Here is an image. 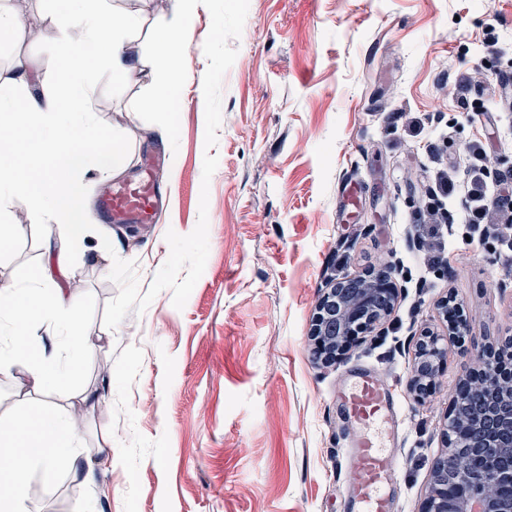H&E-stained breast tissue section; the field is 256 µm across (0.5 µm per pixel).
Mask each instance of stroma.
Wrapping results in <instances>:
<instances>
[{"label":"stroma","instance_id":"1","mask_svg":"<svg viewBox=\"0 0 512 512\" xmlns=\"http://www.w3.org/2000/svg\"><path fill=\"white\" fill-rule=\"evenodd\" d=\"M35 19L37 41H0V91L21 66L55 47L40 0H0ZM211 16L198 7L186 56L178 146L128 112L140 86L96 84L105 134L128 151L125 178L146 152L165 154L166 206L134 230L98 223L70 252L68 280L95 332L78 371L35 394L60 414L80 413L81 467L29 478L33 512H355L348 448L353 426L336 392L356 367L374 370L398 401L395 436L376 428L397 461L395 512H419L469 352L512 338V257L467 225L417 223L435 175L471 141L494 169L512 168V0H250L237 57L222 84V123L204 142L203 44ZM496 40L484 41L486 30ZM471 110L462 112L460 98ZM218 157L202 187L206 152ZM355 187V204L343 197ZM208 190L209 254L183 309L162 290L116 329L103 323L118 294L114 258L131 260L147 292L170 252L167 231L190 234ZM21 231L0 254V283L27 282L56 238L10 207ZM113 249L105 251L102 237ZM392 267L394 310L331 365L308 338L331 283ZM452 299L461 336L438 304ZM447 350L436 391L408 389L422 330ZM59 368L72 357L62 328L25 332Z\"/></svg>","mask_w":512,"mask_h":512}]
</instances>
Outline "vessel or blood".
I'll list each match as a JSON object with an SVG mask.
<instances>
[{"label":"vessel or blood","mask_w":512,"mask_h":512,"mask_svg":"<svg viewBox=\"0 0 512 512\" xmlns=\"http://www.w3.org/2000/svg\"><path fill=\"white\" fill-rule=\"evenodd\" d=\"M161 202L153 175L113 186L100 209L112 224H144L153 220ZM336 400L353 423L356 433L351 450L357 460L358 476L351 495L359 512H393V502L381 492L394 477L392 455L379 450L369 428L377 421L393 422L397 409L380 379L373 373H356L352 386L338 392Z\"/></svg>","instance_id":"b4317fda"}]
</instances>
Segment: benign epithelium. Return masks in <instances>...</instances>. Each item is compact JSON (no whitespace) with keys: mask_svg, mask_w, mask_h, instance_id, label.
<instances>
[{"mask_svg":"<svg viewBox=\"0 0 512 512\" xmlns=\"http://www.w3.org/2000/svg\"><path fill=\"white\" fill-rule=\"evenodd\" d=\"M357 279L359 283L354 288L340 282L332 284L317 304L309 340L313 342L314 355L325 364H333L346 355L360 333L381 322L394 308L395 288L389 277L371 273ZM445 354L434 334L423 333L410 382V389L418 398L432 392V381ZM474 358L484 362V369L469 379L478 393L487 395L488 403L478 421L481 434L471 447L497 463L494 475L498 479L512 483V398L506 404L496 400L503 386L504 370H512V350L483 347L474 353ZM450 475L464 489L475 484L474 477L453 459V453L437 457L421 512H512V500L497 499L487 487L449 496Z\"/></svg>","mask_w":512,"mask_h":512,"instance_id":"benign-epithelium-1","label":"benign epithelium"}]
</instances>
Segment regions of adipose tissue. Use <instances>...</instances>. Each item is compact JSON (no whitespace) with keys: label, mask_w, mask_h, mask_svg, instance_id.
<instances>
[{"label":"adipose tissue","mask_w":512,"mask_h":512,"mask_svg":"<svg viewBox=\"0 0 512 512\" xmlns=\"http://www.w3.org/2000/svg\"><path fill=\"white\" fill-rule=\"evenodd\" d=\"M56 17L55 52L38 62L41 71L57 78L54 96L26 93L28 70L11 79L15 94L0 95V252L9 251L18 235L7 213L14 201L26 202L33 223L54 224L58 265H65L71 243L86 223L87 204L74 177L86 168L116 176L127 165L122 144L101 130L93 90L100 77L113 87L139 83L141 63L129 52L143 25L151 0H134L116 9L112 0H44ZM59 320L66 344L83 345L74 332L82 325V306L59 282L34 277L26 283L0 284V381L25 371L32 387L63 384L66 376L38 361L24 345L27 325ZM80 420L44 405L0 423V447L9 459L0 468V512H29L27 481L31 472L72 467Z\"/></svg>","instance_id":"1"}]
</instances>
